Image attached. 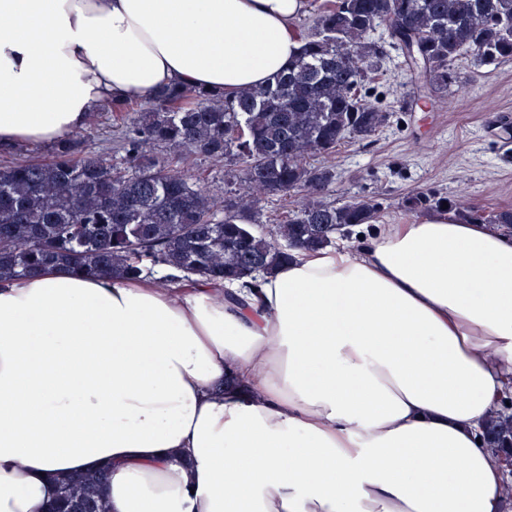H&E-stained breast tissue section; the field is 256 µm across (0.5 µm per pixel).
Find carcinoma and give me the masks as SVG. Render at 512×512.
Listing matches in <instances>:
<instances>
[{"mask_svg": "<svg viewBox=\"0 0 512 512\" xmlns=\"http://www.w3.org/2000/svg\"><path fill=\"white\" fill-rule=\"evenodd\" d=\"M300 53L264 88L236 94L187 83L157 89L144 103L110 101L90 129L112 122L118 146L78 152L69 137L47 160L0 163V283L49 266L90 276L139 279L159 268L170 279L214 286L254 278L336 243L343 228L372 223L376 196L327 199L336 179L327 159L351 139L383 128L389 113L362 94L382 73L385 45L417 43L406 63L419 84L445 97L457 63L512 61V0H314ZM224 163V197L204 163ZM293 198L268 223L264 203ZM465 222L512 227V210L486 214L440 191L404 200L410 213L443 204ZM489 448H512V421L491 423ZM105 474L62 481L50 512H106Z\"/></svg>", "mask_w": 512, "mask_h": 512, "instance_id": "carcinoma-1", "label": "carcinoma"}]
</instances>
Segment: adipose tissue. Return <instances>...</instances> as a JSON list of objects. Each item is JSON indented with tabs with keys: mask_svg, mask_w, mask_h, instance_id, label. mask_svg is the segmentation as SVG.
<instances>
[{
	"mask_svg": "<svg viewBox=\"0 0 512 512\" xmlns=\"http://www.w3.org/2000/svg\"><path fill=\"white\" fill-rule=\"evenodd\" d=\"M307 0H0V146L174 81L267 85ZM254 288L0 285V512L107 468V512H507L481 437L512 396V237L452 213Z\"/></svg>",
	"mask_w": 512,
	"mask_h": 512,
	"instance_id": "1",
	"label": "adipose tissue"
}]
</instances>
